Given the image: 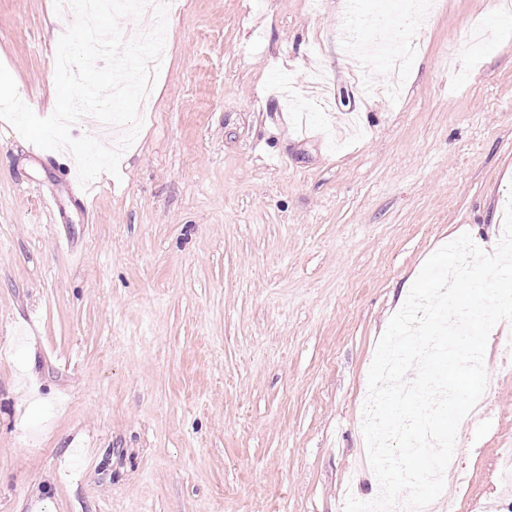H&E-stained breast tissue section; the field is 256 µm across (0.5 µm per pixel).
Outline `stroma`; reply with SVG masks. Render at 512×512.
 I'll return each instance as SVG.
<instances>
[{
    "instance_id": "stroma-1",
    "label": "stroma",
    "mask_w": 512,
    "mask_h": 512,
    "mask_svg": "<svg viewBox=\"0 0 512 512\" xmlns=\"http://www.w3.org/2000/svg\"><path fill=\"white\" fill-rule=\"evenodd\" d=\"M347 0H170L120 174L0 120V512H344L379 483L360 407L425 261L492 251L512 199V11L431 0L404 86L336 38ZM361 41L413 0H354ZM0 0V64L46 117L70 24ZM54 208H43L44 200ZM512 322L434 512H512Z\"/></svg>"
}]
</instances>
